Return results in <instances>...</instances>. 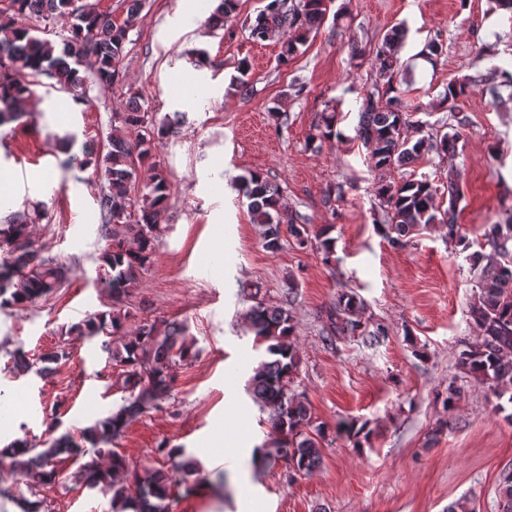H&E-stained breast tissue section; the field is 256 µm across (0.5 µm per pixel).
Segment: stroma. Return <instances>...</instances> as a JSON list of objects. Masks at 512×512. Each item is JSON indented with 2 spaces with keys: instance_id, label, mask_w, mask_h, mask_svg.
I'll return each mask as SVG.
<instances>
[{
  "instance_id": "stroma-1",
  "label": "stroma",
  "mask_w": 512,
  "mask_h": 512,
  "mask_svg": "<svg viewBox=\"0 0 512 512\" xmlns=\"http://www.w3.org/2000/svg\"><path fill=\"white\" fill-rule=\"evenodd\" d=\"M264 4L240 0L219 27L208 20L214 0H200L193 12L182 0H144L125 44L123 84L89 82L87 103L72 106L69 93L41 79L33 108L0 126V180L10 187L0 224L8 213L44 203L34 245L71 268L57 293L0 308V512H23L27 500L39 512H111L108 495L75 479L81 460L59 457L56 481L28 492L14 458L1 449L17 438L39 441L55 414L64 430L78 432L126 395L100 338L68 332L107 310L110 298L95 282L105 246L97 203L103 174L64 162L87 141L106 151L114 113L132 101L155 120L176 112L183 118L138 168L144 183L161 166L172 198L152 260L124 302L125 329L187 322L195 355L175 369L170 399L135 418L115 451L141 471L170 468L158 451L162 443L185 447L209 481L175 488L172 512H448L460 500L471 512H499L498 488L512 473V421L457 363L462 342L475 333L468 311L476 276L443 225L412 234L402 247L379 233L374 187L382 174L356 137L359 93L371 70L367 60H351L348 44H375L404 25L409 69L401 88L420 107V120L434 124L449 117L438 100L448 82L494 64L512 70V14L495 0H332L329 10L342 13L340 23L326 21L282 67L284 34L257 42L244 26ZM434 39L446 52L430 63L421 52ZM201 49L210 67L195 66ZM274 104L287 124L271 120ZM329 104L338 134L311 141ZM454 110L468 118L457 154L429 153L390 177L422 175L442 185L449 169L460 171L458 222L473 239L512 209V108H496L471 90ZM67 134L75 135L73 145L64 143ZM251 172L281 187L289 212L332 225V256L289 241L274 254L263 248L262 229L236 188ZM289 290L298 355L292 387L326 435L321 464L295 478L284 463L252 459L249 450L264 442L268 427L246 393L253 368L266 357L253 344L246 312L255 299L276 304ZM343 290L361 298L367 330L386 326L385 342L371 349L349 336L331 346L323 341L325 313ZM19 349L35 366L20 378L12 372ZM60 349L67 358L45 364ZM452 388L450 411L444 400ZM351 421L370 431L363 447L338 429Z\"/></svg>"
}]
</instances>
